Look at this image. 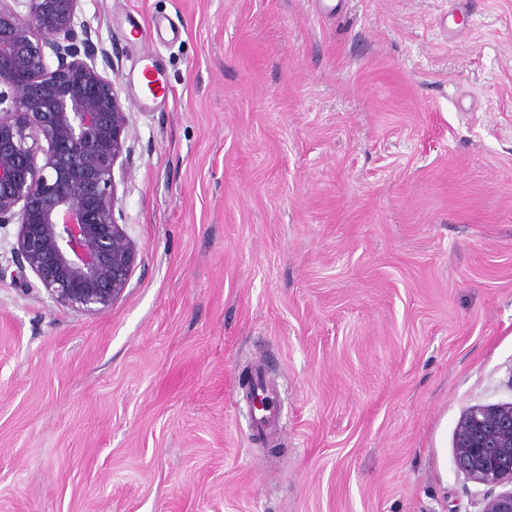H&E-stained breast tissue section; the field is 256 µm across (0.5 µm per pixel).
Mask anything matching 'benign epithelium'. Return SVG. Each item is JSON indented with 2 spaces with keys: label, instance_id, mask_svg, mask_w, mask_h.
<instances>
[{
  "label": "benign epithelium",
  "instance_id": "7a95c632",
  "mask_svg": "<svg viewBox=\"0 0 512 512\" xmlns=\"http://www.w3.org/2000/svg\"><path fill=\"white\" fill-rule=\"evenodd\" d=\"M0 0V224L18 225L16 277L31 271L57 305L96 315L112 308L138 266L115 215V169L125 172L126 112L112 61L78 36L81 0ZM56 66L46 61V52ZM468 478L512 485V404L473 406L455 433ZM483 512H512V489Z\"/></svg>",
  "mask_w": 512,
  "mask_h": 512
}]
</instances>
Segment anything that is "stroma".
<instances>
[{
	"label": "stroma",
	"mask_w": 512,
	"mask_h": 512,
	"mask_svg": "<svg viewBox=\"0 0 512 512\" xmlns=\"http://www.w3.org/2000/svg\"><path fill=\"white\" fill-rule=\"evenodd\" d=\"M335 4L81 0L139 265L78 314L0 224V512H482L455 432L512 403V0ZM260 398L265 400V406L248 409L250 427L254 432L257 429L266 430L272 434L276 433L280 424L281 403L278 396L276 386L265 380V378L257 377Z\"/></svg>",
	"instance_id": "1"
}]
</instances>
